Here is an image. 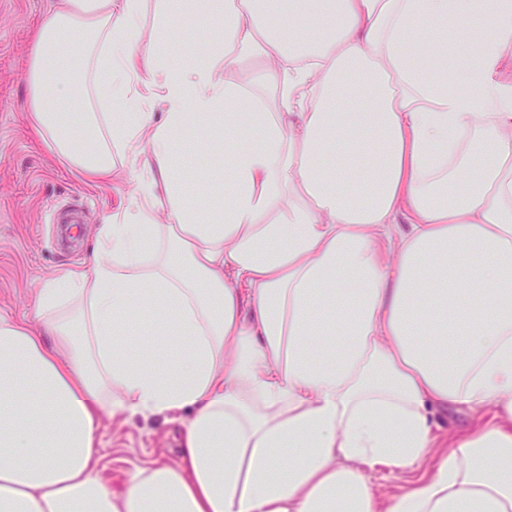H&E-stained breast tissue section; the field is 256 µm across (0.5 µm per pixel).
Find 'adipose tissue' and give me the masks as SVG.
<instances>
[{"label": "adipose tissue", "mask_w": 512, "mask_h": 512, "mask_svg": "<svg viewBox=\"0 0 512 512\" xmlns=\"http://www.w3.org/2000/svg\"><path fill=\"white\" fill-rule=\"evenodd\" d=\"M145 7L57 0L32 40V129L135 181L35 322L0 316V512H512V0H156V36ZM191 122L259 140L218 212ZM144 308L190 341L151 370ZM185 409L179 462L112 492L100 414ZM427 464H417L411 469L391 472L385 467L376 468L373 473V490L381 495L397 492L401 487L422 477L426 472Z\"/></svg>", "instance_id": "ef3b65f1"}]
</instances>
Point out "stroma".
<instances>
[{
    "mask_svg": "<svg viewBox=\"0 0 512 512\" xmlns=\"http://www.w3.org/2000/svg\"><path fill=\"white\" fill-rule=\"evenodd\" d=\"M53 0H0V314L35 316L37 294L57 269L86 262L101 224L126 204V178L86 182L50 152L25 123V71L31 37ZM230 153L197 155L187 172L194 190L213 205L223 194L211 179L229 168ZM139 414L102 415L98 430L105 478L121 490L134 466L172 463L182 420Z\"/></svg>",
    "mask_w": 512,
    "mask_h": 512,
    "instance_id": "1",
    "label": "stroma"
}]
</instances>
